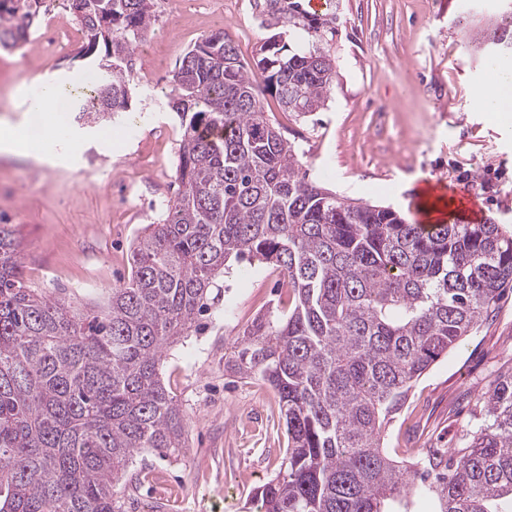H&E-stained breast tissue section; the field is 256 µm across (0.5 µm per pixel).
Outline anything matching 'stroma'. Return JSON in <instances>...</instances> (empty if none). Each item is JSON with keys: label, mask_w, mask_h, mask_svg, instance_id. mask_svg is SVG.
Listing matches in <instances>:
<instances>
[{"label": "stroma", "mask_w": 512, "mask_h": 512, "mask_svg": "<svg viewBox=\"0 0 512 512\" xmlns=\"http://www.w3.org/2000/svg\"><path fill=\"white\" fill-rule=\"evenodd\" d=\"M154 52L135 55L131 107L110 127L77 125L72 113L53 119L64 139L81 143L48 167L0 155V224L14 225L24 279L73 303L131 275L137 232L175 199L181 128L162 101L184 54L211 32L224 31L245 63L267 37L250 0H157ZM331 52L337 76L324 109L307 117L264 106L292 142L310 176L341 197L388 206L420 219V188L472 187L463 222L487 220L512 230V131L476 111L474 95L490 83L482 52L465 37L499 22L498 0H336ZM0 50V120L25 130L32 114L18 91L36 74L56 88L79 86L87 71L75 34L61 57L37 37ZM457 45L449 54V45ZM230 309H216L199 331L171 347L162 378L183 409L189 447L171 458L146 450L129 472L137 489L126 512H254L255 490L273 478L287 446L278 398L266 384L224 371V354L259 314L282 306L285 289L269 265H233L224 279ZM512 367V290L495 315L441 358L419 381L390 425L385 446L451 452L479 422L477 399Z\"/></svg>", "instance_id": "1"}]
</instances>
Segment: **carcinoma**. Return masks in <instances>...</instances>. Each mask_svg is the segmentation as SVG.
Masks as SVG:
<instances>
[{
    "label": "carcinoma",
    "mask_w": 512,
    "mask_h": 512,
    "mask_svg": "<svg viewBox=\"0 0 512 512\" xmlns=\"http://www.w3.org/2000/svg\"><path fill=\"white\" fill-rule=\"evenodd\" d=\"M250 2L271 31L257 70L222 31L175 69L180 190L133 243L128 282L85 309L29 288L16 231L0 224V512H124L134 457L187 448L164 353L199 329L231 259L274 265L288 288V307L257 316L224 354L225 372L277 393L288 434L256 512H389L413 491L434 512H512V371L457 454L431 449L409 466L384 447L416 381L512 288V233L415 224L310 180L263 99L298 117L324 108L336 11ZM40 4L0 0V49L28 39ZM65 7L85 35L79 57L108 61L99 93L73 107L98 126L130 106L155 0ZM465 48L512 53V30L488 28Z\"/></svg>",
    "instance_id": "1"
}]
</instances>
